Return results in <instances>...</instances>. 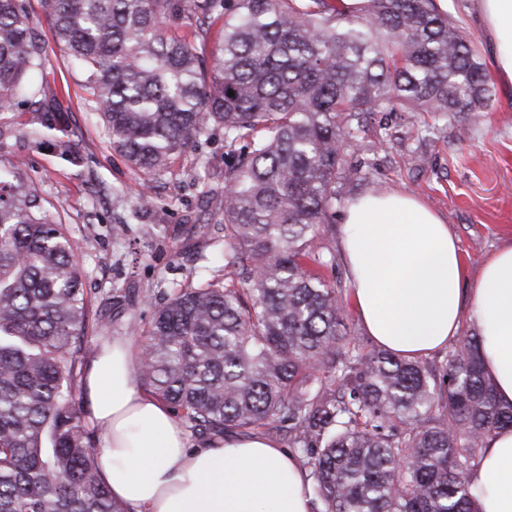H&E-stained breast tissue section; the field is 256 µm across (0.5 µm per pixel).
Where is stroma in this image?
<instances>
[{
  "label": "stroma",
  "mask_w": 512,
  "mask_h": 512,
  "mask_svg": "<svg viewBox=\"0 0 512 512\" xmlns=\"http://www.w3.org/2000/svg\"><path fill=\"white\" fill-rule=\"evenodd\" d=\"M21 2L44 50L40 98L59 146L44 150L31 138H12L0 149V163L22 156L29 184L69 231L86 271L89 347L115 336L140 347L153 313L146 297L161 301L163 290L180 287L198 271L208 278L224 275V215L218 197L196 180L205 167L223 173L224 130L211 127L206 139L176 159L171 174L153 180L156 206L139 207L130 195L138 174L113 150L82 72L55 44L47 0ZM492 85L493 101L475 122L422 111L369 115L360 148L345 153L349 173L340 188L345 203L387 190L421 199L450 224L473 277L512 240V86L497 79ZM119 222L124 232L113 233ZM317 240L337 257L325 274L346 290L345 322L364 335L339 259V224L322 225ZM200 251L208 256L203 269L195 261Z\"/></svg>",
  "instance_id": "1"
}]
</instances>
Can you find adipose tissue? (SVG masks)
<instances>
[{
    "label": "adipose tissue",
    "mask_w": 512,
    "mask_h": 512,
    "mask_svg": "<svg viewBox=\"0 0 512 512\" xmlns=\"http://www.w3.org/2000/svg\"><path fill=\"white\" fill-rule=\"evenodd\" d=\"M472 11L492 39L498 76L512 82V0H472ZM342 250L367 336L422 358L470 327L482 338L497 400L512 404V242L469 278L449 225L417 198L383 191L347 203ZM137 373L133 349L116 337L88 358L82 379L96 466L128 512H312L310 482L293 454L261 435L190 447ZM468 480L480 512H512V429L487 440Z\"/></svg>",
    "instance_id": "adipose-tissue-1"
}]
</instances>
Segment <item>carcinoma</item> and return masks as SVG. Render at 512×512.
Returning <instances> with one entry per match:
<instances>
[{
	"instance_id": "cac0c4a2",
	"label": "carcinoma",
	"mask_w": 512,
	"mask_h": 512,
	"mask_svg": "<svg viewBox=\"0 0 512 512\" xmlns=\"http://www.w3.org/2000/svg\"><path fill=\"white\" fill-rule=\"evenodd\" d=\"M55 42L85 76L112 147L152 178L224 128V279L167 293L138 352L145 390L197 436L288 424L314 512H480L465 475L512 428L465 336L441 372L367 348L344 322L341 289L314 244L331 224L366 115L421 110L478 117L492 101L468 34L435 0H49ZM179 15L192 38L164 25ZM223 20L211 69L200 66ZM43 48L17 0H0V112L29 95ZM234 95H229V92ZM67 229L0 165V512H127L95 465L77 380L89 308Z\"/></svg>"
}]
</instances>
